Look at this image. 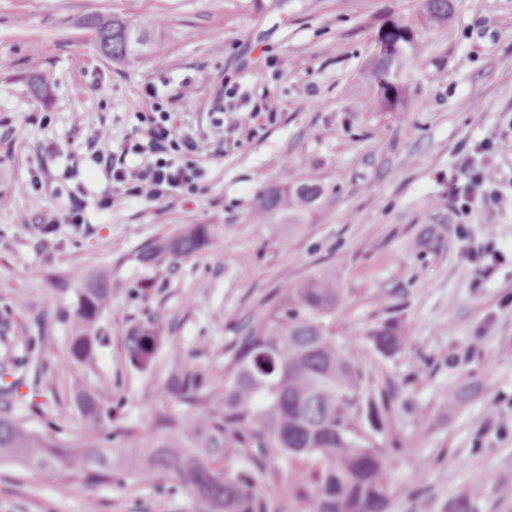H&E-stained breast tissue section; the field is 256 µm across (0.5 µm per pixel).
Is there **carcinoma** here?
<instances>
[{
    "label": "carcinoma",
    "mask_w": 512,
    "mask_h": 512,
    "mask_svg": "<svg viewBox=\"0 0 512 512\" xmlns=\"http://www.w3.org/2000/svg\"><path fill=\"white\" fill-rule=\"evenodd\" d=\"M452 0H423L424 25L393 22L378 35L404 54L419 51L421 33L448 25ZM86 25L97 46L114 60L151 53L144 23L132 16H93ZM369 76L383 112H393L405 97L393 58L375 52ZM320 188L303 183L293 192L267 196L255 217H290L311 205ZM210 243L208 229L191 224L143 254L148 263L171 256H190ZM342 291L336 271L322 270L287 289L282 298L245 323L242 336L224 353L223 383L196 361L173 355L155 399V430L146 434L125 422L112 397L87 391L83 382L67 381L83 421L85 446L73 448L61 438L66 414L47 413L44 433L29 429L17 415L22 375L32 374L33 396L43 381L45 365L34 358L43 340L26 337L28 352L0 361V461L30 470L66 471L65 486L112 484L129 476L162 487L173 480L191 491L204 512H271L261 489L271 472L294 470L307 461L304 482L292 491L305 512H387L386 472L392 459L354 430V416L364 406L369 421L388 423L387 397L363 387L360 371L336 344V309ZM112 308V275L101 272L81 288L72 316L69 353L91 366L100 342L99 321ZM163 322L135 327L125 338L131 367L151 366L163 341ZM382 354L398 353L406 342L400 327L385 321L370 332ZM13 381L6 382L4 378ZM116 447L108 448L106 444Z\"/></svg>",
    "instance_id": "carcinoma-1"
}]
</instances>
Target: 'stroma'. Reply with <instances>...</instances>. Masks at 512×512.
<instances>
[{"label": "stroma", "mask_w": 512, "mask_h": 512, "mask_svg": "<svg viewBox=\"0 0 512 512\" xmlns=\"http://www.w3.org/2000/svg\"><path fill=\"white\" fill-rule=\"evenodd\" d=\"M454 5L449 28L430 30L407 58L398 111L381 112L366 70L377 32L414 20L419 0H0V195L11 201L0 208V312L13 326L10 339L0 338V357L41 337L47 382L82 378L150 433L152 398L173 354L223 375L224 352L245 320L332 267L343 288L336 342L365 386L392 395L384 428L355 415L357 432L393 458L388 512H450L468 494L473 512H512V0ZM95 15L140 17L151 55H103L85 24ZM185 78L195 97L174 98ZM148 84L172 95V111L218 153L192 202L134 198L100 210L109 184L87 143L102 122L113 145L127 139ZM228 85L268 99L275 114L235 127ZM488 138L501 199L462 222L440 200L449 175ZM36 171L46 208L68 205L82 187L85 223L38 224L30 205ZM303 182L321 188L313 205L254 221L262 198ZM186 224L206 225L209 247L162 265L143 261L156 240ZM491 241L500 261H468L467 247ZM75 268L88 277L112 271V308L90 368L68 351L82 286ZM159 315L165 340L152 366L131 368L124 336ZM387 320L407 336L391 356L368 336ZM47 382L42 402L71 407L65 437L81 445L73 395L51 393ZM63 477L0 463V512L202 510L173 482L128 479L65 493Z\"/></svg>", "instance_id": "obj_1"}]
</instances>
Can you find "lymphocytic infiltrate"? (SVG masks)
Wrapping results in <instances>:
<instances>
[{"mask_svg": "<svg viewBox=\"0 0 512 512\" xmlns=\"http://www.w3.org/2000/svg\"><path fill=\"white\" fill-rule=\"evenodd\" d=\"M135 117L138 124L134 134L120 152H112L111 132L106 125L94 131L98 148L93 162L111 181L109 191L98 201L99 208L109 210L132 197L158 202L173 196H195L207 173L201 160L202 143L177 125L167 98L160 96L155 87L146 88L144 106L136 110ZM492 147L491 141H480L472 155L449 175L446 200L454 210L469 214L499 201L498 173L482 161ZM130 154L138 157V164H127Z\"/></svg>", "mask_w": 512, "mask_h": 512, "instance_id": "obj_1", "label": "lymphocytic infiltrate"}]
</instances>
